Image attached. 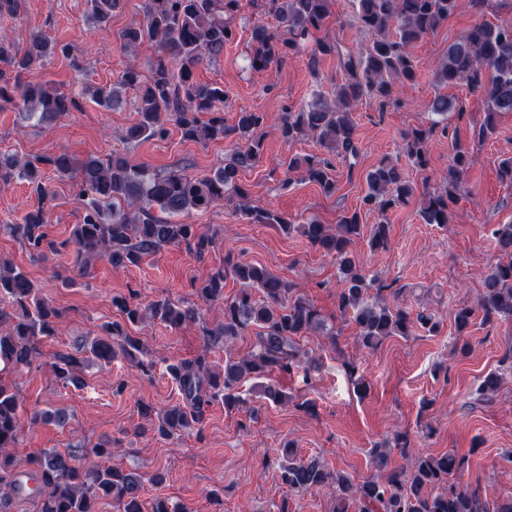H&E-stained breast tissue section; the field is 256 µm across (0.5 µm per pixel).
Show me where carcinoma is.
<instances>
[{"instance_id": "carcinoma-1", "label": "carcinoma", "mask_w": 512, "mask_h": 512, "mask_svg": "<svg viewBox=\"0 0 512 512\" xmlns=\"http://www.w3.org/2000/svg\"><path fill=\"white\" fill-rule=\"evenodd\" d=\"M330 0H249V5L272 15L278 29L264 25L252 29L249 66L256 72L282 64L288 56L304 52L309 72L319 73L327 56L336 57L342 81L336 83L334 97L327 100L318 92L309 103L284 112L278 126L286 142L313 138L326 149L327 156H292L285 173L303 170L305 179L331 195L336 192L335 165L340 157L354 167L360 156L352 114L368 97L382 107L395 101V88L415 83L418 64L410 49L436 31L457 7V0H352L354 17L367 44L355 48L336 39L317 37L330 16ZM123 0H87V19L107 26ZM243 0H143V20L126 27L120 47L127 61L117 80L109 86L87 89L93 101L110 111L127 104L126 92L134 91L135 122L119 137L128 145L162 138L174 124L182 138L195 142L227 140L231 156L224 165L196 178L177 170L155 172L127 153L105 158L90 157L73 170L70 156L24 159L0 152V184L14 180L27 182L38 199L37 208L26 212L14 224L0 230L20 241L30 253L45 255L55 250L48 240V206L55 190L44 179L47 165L61 177L76 175L78 196L83 205L82 223L72 227L75 265L85 274L92 261L105 259L112 268L138 266L162 246L185 245L198 259L214 247V236L194 224L179 220L193 211H206L226 198L241 200L239 209L253 224H277L286 232L301 234L316 250L334 258L340 273L336 307L341 318L357 327L358 341L374 349L392 336L406 337L417 327L429 336L440 331L441 321L434 310L423 307L412 312L381 298L384 285H376L357 269L352 246L363 236L358 211L346 213L336 226L309 221L292 224L279 213L248 204L250 190L239 173L259 161L264 139L263 112H239L233 125L224 122V88L195 78L197 66L213 63L224 55V47L234 42V19ZM149 43L156 47L147 70L137 63V51ZM72 46L48 38L41 32L30 35L21 51L8 37L0 35V105L16 110L23 121L39 125L51 123L78 108L77 98L32 76L34 66L43 67L56 58H69ZM436 78L452 85H464L480 93L486 104V119L474 130L479 140L495 131V118L512 112V21L474 25L465 38L448 48ZM439 122L415 128L403 136V150L414 166H428V143ZM469 166L468 151L454 145L448 157V173L442 188L425 196L419 215L426 224H448L449 204L461 196L462 179ZM368 190L362 206L380 215L408 203L414 189L405 171L389 160L381 161L367 175ZM500 256L484 278V288L476 305H460L453 312L459 332L466 331L476 315L493 325L512 321V224L494 229ZM368 243L373 250H385L390 243L389 225L382 219L371 225ZM240 284L232 298L224 296V281ZM376 289V295L369 294ZM204 304L224 305V322L204 329L208 349L229 350L238 337L256 330L250 351L237 358L227 357L224 371L214 372L205 357L180 359L167 366L179 392L177 403L155 413L149 405L139 414L150 430L161 437L203 426L208 408L221 400L233 409L243 402L240 389L253 380L260 398L273 405H287L290 397L279 385L267 382L275 372H287L300 355L297 339L322 336L336 345L338 333L333 321L322 315L296 285L255 265L226 254L196 289ZM112 306L122 320L105 323L98 335L83 344V351L97 362L109 365L117 354L127 357L142 375L151 367L139 359L143 343L127 328L145 320L159 321L177 328L201 319V307L187 300L161 298L147 304L134 295H115ZM63 311L51 305L34 288L32 280L8 260H0V362L9 367H32L41 358L43 338L57 334ZM83 359L58 352L51 362L55 378L76 385ZM500 386L493 372L476 388L477 399L491 400ZM64 408L33 410L24 415L17 394L0 383V508L25 492L21 473L10 468L6 450L16 447L25 424L68 422ZM112 442L99 441L75 452L52 448L25 456L29 470L40 476L31 492L38 512H98L105 499L116 512H180L163 497L144 508L145 484H159L163 474L152 475L107 465ZM405 464H390L385 448H374L371 464L377 475L355 480L347 474L327 469L318 459L301 458L286 448L279 479L295 495L321 489L335 494L334 512H512V495L489 503L479 488L448 487V476L465 468L466 458L454 454L406 456Z\"/></svg>"}]
</instances>
